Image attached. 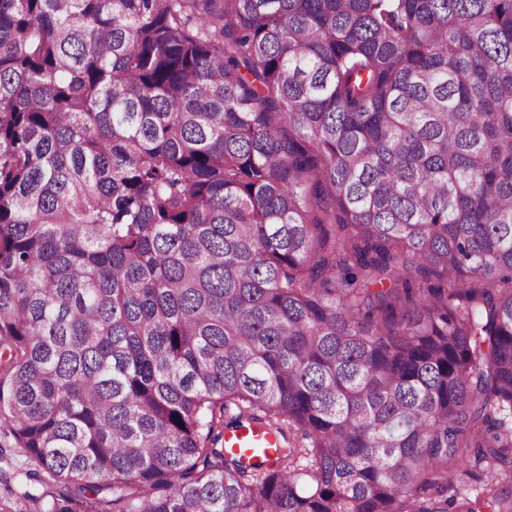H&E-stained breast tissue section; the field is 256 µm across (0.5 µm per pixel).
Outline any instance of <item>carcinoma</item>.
Listing matches in <instances>:
<instances>
[{
  "mask_svg": "<svg viewBox=\"0 0 512 512\" xmlns=\"http://www.w3.org/2000/svg\"><path fill=\"white\" fill-rule=\"evenodd\" d=\"M0 422L31 512H512V0H0ZM275 445L273 436L257 428L232 429L224 433V448L242 454L251 462L272 458L275 455L273 448H278Z\"/></svg>",
  "mask_w": 512,
  "mask_h": 512,
  "instance_id": "1",
  "label": "carcinoma"
}]
</instances>
